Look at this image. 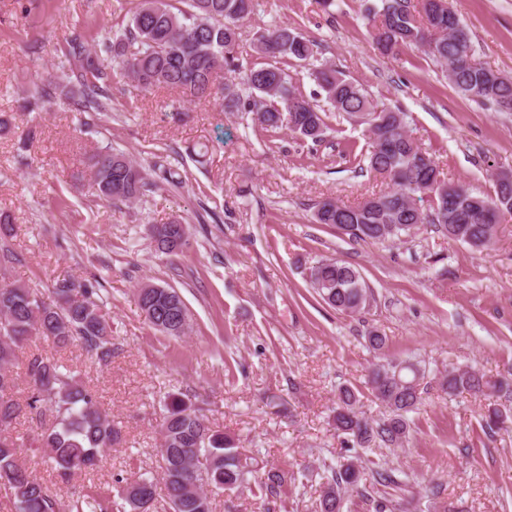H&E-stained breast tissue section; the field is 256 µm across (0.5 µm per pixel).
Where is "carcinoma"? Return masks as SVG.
<instances>
[{
    "label": "carcinoma",
    "mask_w": 512,
    "mask_h": 512,
    "mask_svg": "<svg viewBox=\"0 0 512 512\" xmlns=\"http://www.w3.org/2000/svg\"><path fill=\"white\" fill-rule=\"evenodd\" d=\"M177 2L186 8L175 7L171 0H140L120 32L92 47L84 32L72 31L65 38L61 66L33 85L28 106L40 108L63 97L80 112H110L112 81L131 78L146 90H174L190 102L206 103L219 93L226 112H251L266 130L285 127L300 139L323 141L326 114L293 86L285 69L270 64L245 71L250 90L245 97L224 81V69L236 60L240 23L253 13L254 0ZM367 16L383 52L422 48L439 64L452 67L448 80L459 95L512 112V79L469 61L471 37L462 21L453 33L440 27L448 16L437 14L430 0H372ZM253 50L268 58L307 62L318 54V43L296 28L278 25L258 31ZM311 76L336 111L368 125V168L392 185L357 204L327 198L317 205L315 223L332 225L364 242L398 240L419 224L433 223L454 242L476 249L491 243L500 215L512 213V180L495 178V194L487 197L441 179L436 162L407 130L405 113L377 107L358 84L332 66L317 67ZM90 167L96 197L111 206L134 203L159 189L153 175L122 151L99 150L91 156ZM158 228L187 244L183 219L150 224L148 235ZM13 231L9 217L0 220V489L10 495L15 512H211L208 486L218 493L249 490L257 498L258 512L285 509L282 497L296 483L295 474L273 467L259 471L258 461L240 451L237 439L214 429L192 403L175 393L164 400L160 421L164 494L157 492L154 477L140 475L117 481L113 496L78 493L63 504L28 471L21 461L26 441L9 432L20 412L10 376L16 352L36 335L59 351L77 344L98 364L108 366L112 316L98 298L97 281L59 280L47 299L8 281V272L20 261L10 243ZM310 284L322 302L342 313L361 314L374 302L361 274L338 260L312 266ZM136 299L151 328L169 336L185 334L188 324L180 316L189 312L175 289L146 283L138 288ZM366 343L377 362L365 386L384 412L377 418L367 416L360 410V390L338 388L331 424L348 456L324 466L313 512H351L355 498L372 512H406L402 499L389 492L401 488V482L377 460L362 458L360 451L400 448L408 442L414 425L409 414L423 404L427 368L412 359L386 358V337L375 330L367 333ZM27 376L29 412L39 417L48 411L54 418L37 442L61 482L93 468L104 449L121 445V427L101 410L93 388L61 359L32 353ZM507 387V379L473 368H453L440 380L441 391L450 397L467 392L488 401L482 425L487 433L508 419L494 403Z\"/></svg>",
    "instance_id": "obj_1"
}]
</instances>
